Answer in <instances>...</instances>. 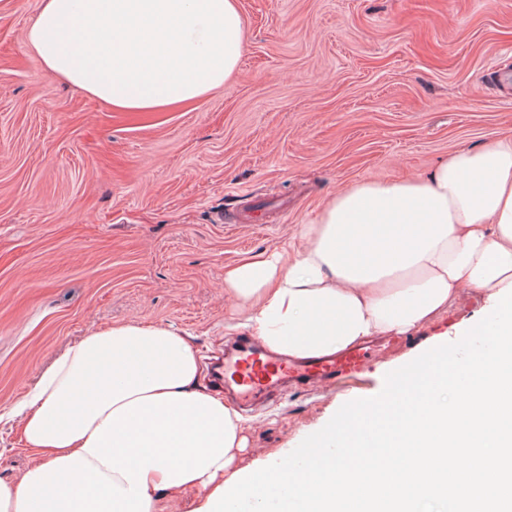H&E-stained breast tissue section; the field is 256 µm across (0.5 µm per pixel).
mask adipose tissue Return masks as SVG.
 <instances>
[{
	"mask_svg": "<svg viewBox=\"0 0 512 512\" xmlns=\"http://www.w3.org/2000/svg\"><path fill=\"white\" fill-rule=\"evenodd\" d=\"M239 0H41L27 42L46 71L126 112L204 99L236 73ZM512 282V133L460 147L427 176L336 193L278 250L225 269L241 334L309 361L417 331L462 286ZM188 334L130 322L69 345L16 402L36 462L0 477V512H269L233 470L244 419L201 382Z\"/></svg>",
	"mask_w": 512,
	"mask_h": 512,
	"instance_id": "adipose-tissue-1",
	"label": "adipose tissue"
}]
</instances>
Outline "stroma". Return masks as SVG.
<instances>
[{
    "label": "stroma",
    "instance_id": "1",
    "mask_svg": "<svg viewBox=\"0 0 512 512\" xmlns=\"http://www.w3.org/2000/svg\"><path fill=\"white\" fill-rule=\"evenodd\" d=\"M224 87L118 112L49 75L26 42L41 0H0V477L36 460L5 414L70 342L123 322L224 350V266L271 251L358 181L428 174L512 131V0H240ZM464 286L358 379L276 392L245 414L250 474L386 374L486 316Z\"/></svg>",
    "mask_w": 512,
    "mask_h": 512
}]
</instances>
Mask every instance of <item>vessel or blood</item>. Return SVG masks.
I'll use <instances>...</instances> for the list:
<instances>
[{
	"instance_id": "1",
	"label": "vessel or blood",
	"mask_w": 512,
	"mask_h": 512,
	"mask_svg": "<svg viewBox=\"0 0 512 512\" xmlns=\"http://www.w3.org/2000/svg\"><path fill=\"white\" fill-rule=\"evenodd\" d=\"M371 358L367 351L352 349L296 365L268 356L256 339H235L224 346V389L247 407L290 385L347 382L357 378Z\"/></svg>"
}]
</instances>
